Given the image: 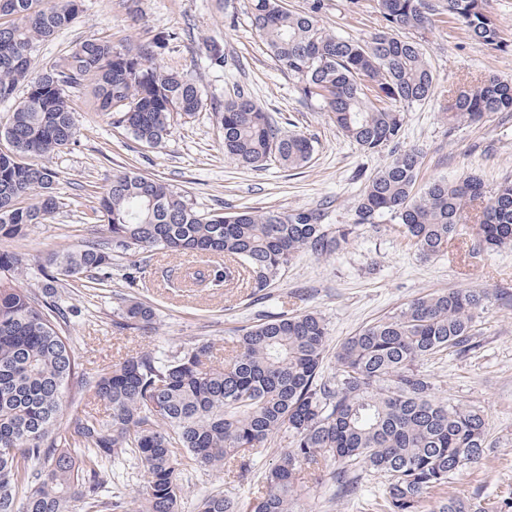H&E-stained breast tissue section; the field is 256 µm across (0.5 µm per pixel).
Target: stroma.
<instances>
[{
    "instance_id": "stroma-1",
    "label": "stroma",
    "mask_w": 512,
    "mask_h": 512,
    "mask_svg": "<svg viewBox=\"0 0 512 512\" xmlns=\"http://www.w3.org/2000/svg\"><path fill=\"white\" fill-rule=\"evenodd\" d=\"M327 3L320 20L327 29L365 39L381 28L374 0H361L354 12L347 0ZM235 6L234 18L228 19L224 0H82L74 24L39 44L32 60L36 75L86 40L106 41L117 49L149 48L155 62L195 81L203 106L190 116L174 113L170 135L149 147L134 139L118 114L99 109L93 80L70 91L77 130L66 148L45 160L55 173L59 206L44 223L30 226L25 236L6 244L26 254L28 287H40V264L48 252L77 248L100 235L91 206L121 171L172 184L205 212L320 208L326 223H353L354 202L385 164L386 153L366 152L350 143L319 102L301 97L295 79L262 44L243 0H236ZM214 43L224 50L220 67L207 56ZM424 45L439 83L433 97L409 108L400 140L401 148L422 155L417 184L475 173L486 190H494L512 178V114L451 126L441 113L459 86L492 75L512 81V51L488 50L451 24L426 32ZM236 86L244 88L282 131L314 137L315 152L307 166L286 169L271 162L251 169L225 158L224 132L215 112ZM121 262L145 266L147 286L136 295L153 308L155 317L144 329L120 332L112 319L118 295L127 291L125 283L117 280L104 288L88 281L70 289L69 301L81 311L70 324V334L84 369L92 375L108 372L141 351L163 359L206 341L220 361L232 329L263 314L303 311L318 313L328 326L330 354L324 372L329 375L335 365L333 352L347 337L403 304L445 289L486 293L474 348L429 358L422 368L434 379L440 397L486 411L490 451L445 487L427 494L419 512H432L442 497L478 500L485 512H512V246L483 250L465 224L450 240L447 255L424 259L398 225L365 224L330 257L298 255L259 303L245 287L229 293L220 286L168 288L170 276L188 263L178 255L158 252L148 259L136 250L123 255ZM288 444L287 437H277L269 447L240 458L231 470L202 469L182 459L179 477L185 491L180 512H197L200 499L217 490L249 504L258 482ZM298 488L297 512H376L383 492L381 483L367 478L357 495H340L330 468L319 483L299 479Z\"/></svg>"
}]
</instances>
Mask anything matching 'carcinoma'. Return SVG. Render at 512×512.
Here are the masks:
<instances>
[{
    "instance_id": "carcinoma-1",
    "label": "carcinoma",
    "mask_w": 512,
    "mask_h": 512,
    "mask_svg": "<svg viewBox=\"0 0 512 512\" xmlns=\"http://www.w3.org/2000/svg\"><path fill=\"white\" fill-rule=\"evenodd\" d=\"M82 0H0V102L27 83L26 97L0 130L12 147L0 152V241L24 236L58 207L54 173L26 161L65 148L74 135L69 90L89 77L102 110L121 114L141 143L170 133L173 112L202 105L192 79L164 70L149 53L107 42L79 43L50 69L29 77L40 42L67 29ZM251 22L298 92L316 98L338 131L363 151H389L354 205V223H324L319 209H245L202 213L174 186L133 171L112 176L92 208L106 236L44 260L45 281L22 286L27 258L0 249V512H178L184 486L181 453L199 468L222 467L283 432L292 448L265 475L247 507L222 492L200 500L198 512H294L296 481L340 465L337 490L358 483L344 465L384 479L380 512H417L430 490L445 486L487 451L484 411L436 396L419 363L449 349L466 352L477 333L486 293L452 289L411 300L357 331L336 351L335 372L323 375L328 327L313 311L264 318L234 329L228 354L212 362L202 342L165 359L131 355L111 371L80 368L68 327L74 309L66 289L85 279L105 287L117 258L132 249L163 250L224 263V273L197 269V283L235 277L258 294L279 279L300 252L333 254L364 224L388 221L424 258L442 256L467 218L489 248L512 244V179L490 197L481 180H436L415 189L422 157L399 147L405 108L430 99L438 77L416 33L448 19L493 51L508 45L484 0H376L383 30L368 39L338 35L320 25L326 0H247ZM512 112V82L489 77L454 92L444 119L479 121ZM224 155L261 169L275 161L298 169L312 160L314 140L279 132L242 88L218 112ZM39 191L35 201H19ZM112 326L139 330L153 309L121 294ZM91 393L82 414L64 419L66 403ZM109 407L106 414L98 403ZM135 458L144 485L133 507L104 495L115 473L109 464ZM435 512H484L446 498Z\"/></svg>"
}]
</instances>
